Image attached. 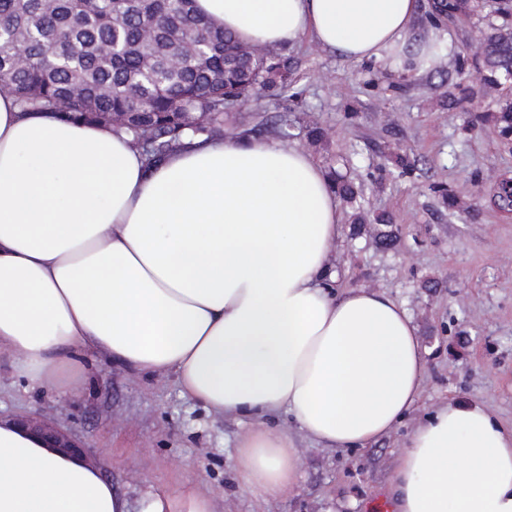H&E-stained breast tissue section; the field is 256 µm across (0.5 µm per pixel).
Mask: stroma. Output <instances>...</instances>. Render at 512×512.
Returning <instances> with one entry per match:
<instances>
[{"instance_id":"obj_1","label":"stroma","mask_w":512,"mask_h":512,"mask_svg":"<svg viewBox=\"0 0 512 512\" xmlns=\"http://www.w3.org/2000/svg\"><path fill=\"white\" fill-rule=\"evenodd\" d=\"M495 0H472L445 19L447 53L421 75L400 74L391 58L352 64L303 39L276 47L294 70L297 101L265 93L236 104L214 123L217 140L282 139L325 168L344 163L360 187L356 204L368 222L361 233L345 224L331 252L338 287L384 290L404 304L429 350L417 408L375 445L335 452L302 431L301 479L278 501L246 489L232 465L242 429L185 396L174 374L143 377L93 362L74 395L26 388L0 364V415L38 413L74 433L113 486L138 502L149 485L192 478L211 494L214 512H378L382 491L408 435L433 407L451 398L480 402L512 426V215L493 200L500 176L512 171L490 121L512 101V81L491 84L484 35L511 33L512 17ZM466 59L458 79V59ZM289 124L280 138V121ZM323 132L308 135L310 124ZM407 155L411 173L389 162ZM453 190L454 211L433 186ZM392 217L390 245L378 241L379 214Z\"/></svg>"}]
</instances>
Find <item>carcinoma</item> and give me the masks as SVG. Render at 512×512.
I'll use <instances>...</instances> for the list:
<instances>
[{"mask_svg":"<svg viewBox=\"0 0 512 512\" xmlns=\"http://www.w3.org/2000/svg\"><path fill=\"white\" fill-rule=\"evenodd\" d=\"M440 16L468 9V0H439ZM489 80H512V36L481 42ZM286 57L243 46L198 15L193 0H0V91L21 111L110 125L132 137L147 164L185 147L187 135L213 139L210 124L238 102L291 89ZM493 119L512 137V103ZM338 194L356 202L357 187L336 172ZM496 190L512 209L509 185Z\"/></svg>","mask_w":512,"mask_h":512,"instance_id":"1","label":"carcinoma"}]
</instances>
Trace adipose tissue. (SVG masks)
<instances>
[{"instance_id": "obj_1", "label": "adipose tissue", "mask_w": 512, "mask_h": 512, "mask_svg": "<svg viewBox=\"0 0 512 512\" xmlns=\"http://www.w3.org/2000/svg\"><path fill=\"white\" fill-rule=\"evenodd\" d=\"M241 42L310 38L352 63L404 41L420 0H195ZM343 233L328 171L275 140L192 138L147 166L112 127L22 114L0 93V358L62 390L102 359L174 373L245 430L233 467L266 500L300 479L294 424L326 448H367L416 405L428 350L389 293L340 288ZM390 512H512V427L448 399L413 429ZM178 484L138 507L100 467L0 417V512H213Z\"/></svg>"}]
</instances>
